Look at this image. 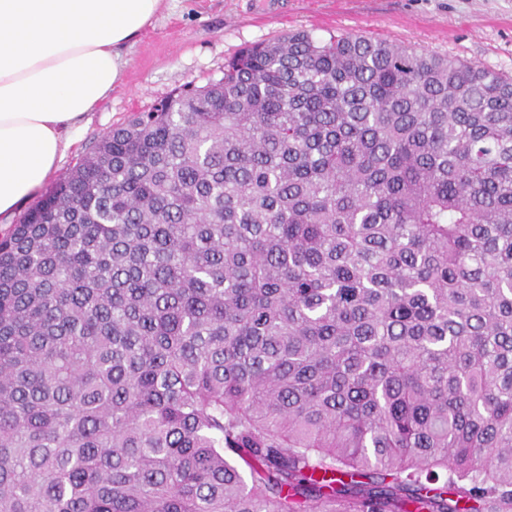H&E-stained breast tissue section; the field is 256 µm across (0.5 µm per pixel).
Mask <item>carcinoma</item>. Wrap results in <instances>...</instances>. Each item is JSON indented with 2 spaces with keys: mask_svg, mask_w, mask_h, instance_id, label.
I'll return each instance as SVG.
<instances>
[{
  "mask_svg": "<svg viewBox=\"0 0 512 512\" xmlns=\"http://www.w3.org/2000/svg\"><path fill=\"white\" fill-rule=\"evenodd\" d=\"M0 512H512V78L295 32L104 134L0 234Z\"/></svg>",
  "mask_w": 512,
  "mask_h": 512,
  "instance_id": "cac0c4a2",
  "label": "carcinoma"
}]
</instances>
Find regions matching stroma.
Segmentation results:
<instances>
[{"instance_id": "35a3bbf8", "label": "stroma", "mask_w": 512, "mask_h": 512, "mask_svg": "<svg viewBox=\"0 0 512 512\" xmlns=\"http://www.w3.org/2000/svg\"><path fill=\"white\" fill-rule=\"evenodd\" d=\"M306 31L395 41L512 75V0H166L124 49L118 89L82 122L62 177L103 134L186 86L220 79L242 47Z\"/></svg>"}]
</instances>
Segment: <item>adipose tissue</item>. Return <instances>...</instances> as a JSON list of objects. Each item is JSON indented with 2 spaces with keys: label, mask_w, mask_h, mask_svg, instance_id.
I'll use <instances>...</instances> for the list:
<instances>
[{
  "label": "adipose tissue",
  "mask_w": 512,
  "mask_h": 512,
  "mask_svg": "<svg viewBox=\"0 0 512 512\" xmlns=\"http://www.w3.org/2000/svg\"><path fill=\"white\" fill-rule=\"evenodd\" d=\"M163 0H0V222L55 172Z\"/></svg>",
  "instance_id": "adipose-tissue-1"
}]
</instances>
